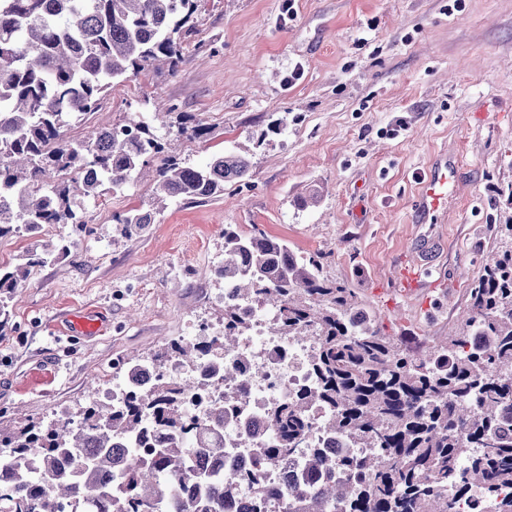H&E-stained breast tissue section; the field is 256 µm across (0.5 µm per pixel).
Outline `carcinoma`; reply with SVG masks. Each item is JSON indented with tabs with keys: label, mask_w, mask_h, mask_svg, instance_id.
<instances>
[{
	"label": "carcinoma",
	"mask_w": 512,
	"mask_h": 512,
	"mask_svg": "<svg viewBox=\"0 0 512 512\" xmlns=\"http://www.w3.org/2000/svg\"><path fill=\"white\" fill-rule=\"evenodd\" d=\"M201 0H0V238L45 224L85 225L77 200L123 190L160 156L155 210L200 201L245 182L252 163L238 153L195 166L163 153L150 121L133 113L134 142L117 123L83 140L72 126L100 110L104 94L138 73L163 65L173 74L192 33ZM153 212L131 209L118 223L132 233ZM496 234L505 241L467 288L459 333L423 351L384 335L379 317L359 308L351 289L323 275L319 252L295 253L256 229L224 230V260L215 274L242 300L262 295L280 309L274 331L316 336L311 363L318 384L274 408L275 438L253 449L274 461L306 438L307 411L329 409L324 428L375 449L359 456L311 448L300 477L288 485V512H453L469 488L483 490L487 512H512L497 488L512 485V221ZM68 245L45 241L27 261L0 268V327L8 302L36 265L58 261ZM228 331L210 345L171 340L149 357L124 363L133 375L155 371L135 385L123 405L91 397L76 412L46 424L0 426V454L8 452L11 481L0 486V512H224L242 482L212 465L224 456L219 434L232 413L206 409L203 423L185 422V403L205 390L174 379L167 366H193L213 352L220 374L224 352L247 325L224 312ZM347 474L336 479V471ZM119 490H112V476Z\"/></svg>",
	"instance_id": "carcinoma-1"
}]
</instances>
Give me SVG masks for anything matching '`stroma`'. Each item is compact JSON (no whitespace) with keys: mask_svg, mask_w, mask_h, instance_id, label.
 Returning a JSON list of instances; mask_svg holds the SVG:
<instances>
[{"mask_svg":"<svg viewBox=\"0 0 512 512\" xmlns=\"http://www.w3.org/2000/svg\"><path fill=\"white\" fill-rule=\"evenodd\" d=\"M204 0L174 75L140 72L111 89L100 112L71 128L176 105L167 151L192 165L232 151L249 155L250 182L206 202L168 206L125 233L113 214L148 205L156 172L84 202L86 228L45 226L39 238L0 239V265L21 263L37 240H66L58 262L32 267L0 329V423L46 421L85 405L92 379L173 339L224 321L214 297L224 230L262 228L298 253L324 255L328 277L376 312L386 335L422 350L455 335L466 290L494 251L495 225L512 217V0ZM302 75L287 76L294 68ZM287 118L282 133L267 127ZM407 129L388 131L396 121ZM203 127L196 135L195 127ZM265 142H258L260 132ZM441 156L458 161L445 210L418 221L420 177ZM316 191V206L298 197ZM437 241L426 291L395 292L422 238ZM441 296L427 320L421 307ZM103 319L99 334L70 327Z\"/></svg>","mask_w":512,"mask_h":512,"instance_id":"obj_1","label":"stroma"}]
</instances>
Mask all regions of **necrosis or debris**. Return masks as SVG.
<instances>
[{
  "mask_svg": "<svg viewBox=\"0 0 512 512\" xmlns=\"http://www.w3.org/2000/svg\"><path fill=\"white\" fill-rule=\"evenodd\" d=\"M225 309H246V328L240 331L234 351L225 353V363H235L242 383L211 378L207 387L210 400L239 409L238 418L225 422L224 475L231 478L253 468V448L270 434V415L277 404L300 396L316 379L309 365L317 339L292 338L273 332L278 318L275 307L262 298L241 302L235 288L225 286L219 296ZM299 474L298 458L279 459L263 470L259 486H240L230 512H288V499L283 490Z\"/></svg>",
  "mask_w": 512,
  "mask_h": 512,
  "instance_id": "4bbe7bcc",
  "label": "necrosis or debris"
}]
</instances>
